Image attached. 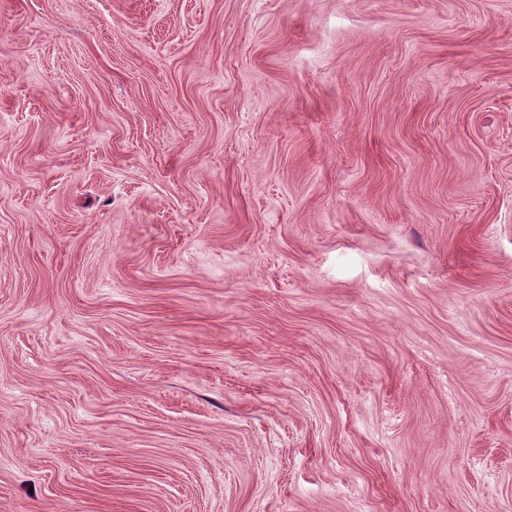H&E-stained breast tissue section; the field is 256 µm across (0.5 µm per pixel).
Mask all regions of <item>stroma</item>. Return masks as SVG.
<instances>
[{
    "label": "stroma",
    "mask_w": 512,
    "mask_h": 512,
    "mask_svg": "<svg viewBox=\"0 0 512 512\" xmlns=\"http://www.w3.org/2000/svg\"><path fill=\"white\" fill-rule=\"evenodd\" d=\"M0 512H512V0H0Z\"/></svg>",
    "instance_id": "35a3bbf8"
}]
</instances>
